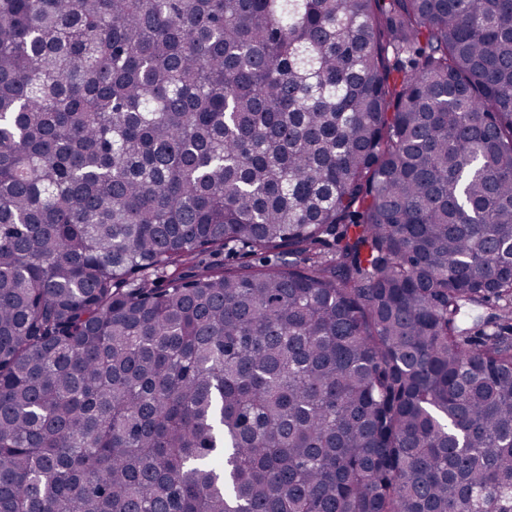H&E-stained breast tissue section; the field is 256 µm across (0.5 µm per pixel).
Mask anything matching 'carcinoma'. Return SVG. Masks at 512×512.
Returning a JSON list of instances; mask_svg holds the SVG:
<instances>
[{
    "label": "carcinoma",
    "instance_id": "1",
    "mask_svg": "<svg viewBox=\"0 0 512 512\" xmlns=\"http://www.w3.org/2000/svg\"><path fill=\"white\" fill-rule=\"evenodd\" d=\"M0 512H512V0H0Z\"/></svg>",
    "mask_w": 512,
    "mask_h": 512
}]
</instances>
